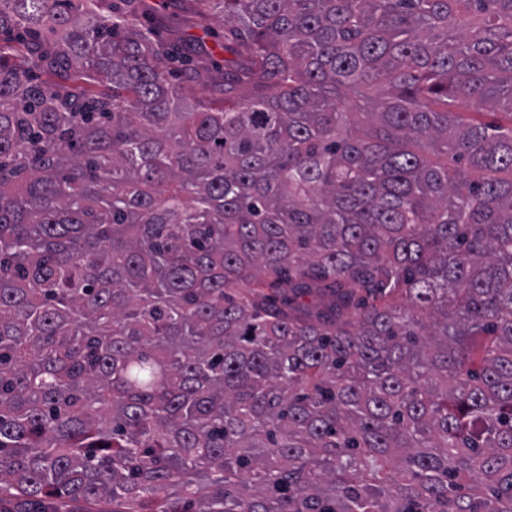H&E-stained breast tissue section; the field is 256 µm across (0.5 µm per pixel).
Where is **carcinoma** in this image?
I'll return each instance as SVG.
<instances>
[{
  "instance_id": "cac0c4a2",
  "label": "carcinoma",
  "mask_w": 512,
  "mask_h": 512,
  "mask_svg": "<svg viewBox=\"0 0 512 512\" xmlns=\"http://www.w3.org/2000/svg\"><path fill=\"white\" fill-rule=\"evenodd\" d=\"M108 2L0 0V512H512V0Z\"/></svg>"
}]
</instances>
